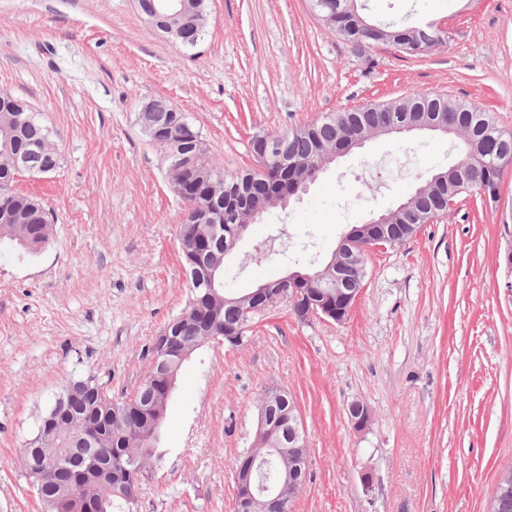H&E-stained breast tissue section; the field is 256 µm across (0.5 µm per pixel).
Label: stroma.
Segmentation results:
<instances>
[{"label":"stroma","instance_id":"stroma-1","mask_svg":"<svg viewBox=\"0 0 512 512\" xmlns=\"http://www.w3.org/2000/svg\"><path fill=\"white\" fill-rule=\"evenodd\" d=\"M372 24L442 26L445 47L378 45L377 66L319 20L311 0H208L187 48L136 0H0V92L41 114L60 155L15 191L54 225L37 253L0 246V512H43L19 451L72 379L95 375L114 399L145 378L147 348L185 307L178 237L187 203L142 132L141 104L167 97L200 131L225 176L253 167L254 136L410 92L493 105L512 132V0H357ZM458 141L378 136L340 158L274 216L251 223L226 259L245 294L307 264L454 164ZM512 166L496 202L458 196L448 214L368 254L341 323L301 321L281 303L243 345L210 340L183 364L143 471L137 512H232V474L259 404L298 405L308 474L293 512H488L512 467ZM371 412L355 430L347 409Z\"/></svg>","mask_w":512,"mask_h":512}]
</instances>
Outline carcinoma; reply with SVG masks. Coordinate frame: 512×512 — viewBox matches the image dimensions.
<instances>
[{
    "label": "carcinoma",
    "mask_w": 512,
    "mask_h": 512,
    "mask_svg": "<svg viewBox=\"0 0 512 512\" xmlns=\"http://www.w3.org/2000/svg\"><path fill=\"white\" fill-rule=\"evenodd\" d=\"M355 0H312V6L324 25L341 40L358 46L364 57L374 62L371 56L375 45L387 42L398 51L406 54H419L436 51L447 44L448 34L430 24L415 25L405 19L402 24L381 28V32H365L359 24V14ZM154 120L164 125L176 107L165 97L153 99ZM392 119L398 123L421 122L434 119L460 131L461 154L456 176L436 187L430 193L417 197L411 206L400 212L396 223L384 226L382 233L395 234L405 240L416 235L422 225L430 223L434 213L445 209L448 199H455L465 192L484 193L496 198L498 184L504 168L512 164V132L500 128L492 110L466 100L440 94L411 93L404 97L363 104L359 107L327 114L321 120L274 134V137L287 139L288 160L294 163L290 169H282L270 157L258 161L261 169H252L243 175L224 181V223L223 226L237 224L238 208L253 206L265 207L264 213L271 214L285 200L299 193L304 179L312 176L323 155L336 147L344 136L368 134L385 121ZM188 155L197 159V167L185 172L174 186L176 192L188 203L189 209L212 198L211 186L224 177L208 155L206 144L193 124H188ZM50 140L47 126L37 114L22 102L7 94L0 93V238L16 240L32 251H37L50 241L52 224L42 204L11 189L17 172L12 167V156L27 152L26 161L33 168H39L47 159L37 151L44 141ZM192 247L203 253L208 269L214 271V293L206 295L204 284L188 281L190 297L183 311L170 320L178 329V339L185 350L192 353L206 341L207 330L215 333L239 327L244 320L243 311L258 304L261 299L248 294L231 293L224 288L225 245L209 235H200ZM363 280L342 266L339 279L323 273V269L310 272V279L299 280L296 288L316 292L320 299L336 302V289L361 288ZM130 396L111 401L99 395L100 384L88 375L70 381L82 386L80 399L73 406L77 414L91 412L83 422L74 427L90 426L99 433V444L114 458L134 457L140 467H145L152 456L143 454L141 444L145 435H150L152 443H157L160 429H152L149 420L139 414L143 386ZM67 448L69 454L81 452L73 447L70 431L64 429L55 437L52 448ZM22 465L34 486L42 490V505L45 512H81L82 501L103 499L105 489L98 483L82 484L75 489L73 497L62 508H57L56 493L65 483L70 462L62 460L56 472H38L29 466L28 457H23ZM284 462L280 455H264L255 464V476L262 484H271ZM125 488L120 495H112L107 502L106 512H114L126 506V512H134L138 498L139 480L129 475L124 480Z\"/></svg>",
    "instance_id": "1"
}]
</instances>
